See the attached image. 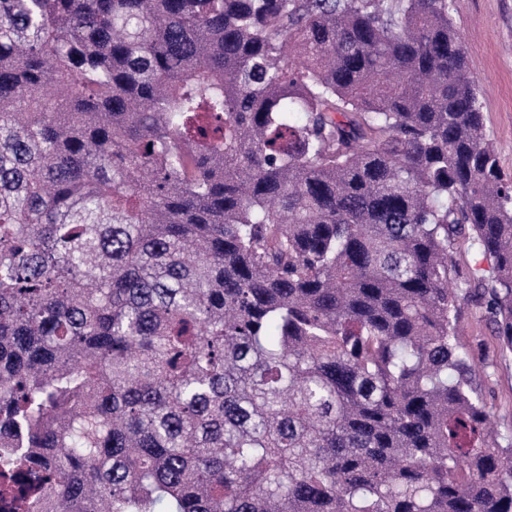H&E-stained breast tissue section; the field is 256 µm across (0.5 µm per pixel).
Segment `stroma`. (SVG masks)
<instances>
[{"instance_id":"1","label":"stroma","mask_w":512,"mask_h":512,"mask_svg":"<svg viewBox=\"0 0 512 512\" xmlns=\"http://www.w3.org/2000/svg\"><path fill=\"white\" fill-rule=\"evenodd\" d=\"M450 16L469 51L486 129L512 175V0H450ZM460 343L475 357L473 381L493 412L499 443L512 439V351L503 348L484 306L461 305Z\"/></svg>"}]
</instances>
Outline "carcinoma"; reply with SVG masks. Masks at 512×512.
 Here are the masks:
<instances>
[{"mask_svg":"<svg viewBox=\"0 0 512 512\" xmlns=\"http://www.w3.org/2000/svg\"><path fill=\"white\" fill-rule=\"evenodd\" d=\"M483 299L512 350V176L448 0H0L27 512H512ZM455 269L460 275H467L477 268L489 269L488 263L478 254L468 239L460 238L456 241L452 250ZM461 317L459 341L479 365L473 385L492 408L496 438L505 446L512 439V351L501 346L484 305L462 302Z\"/></svg>","mask_w":512,"mask_h":512,"instance_id":"1","label":"carcinoma"}]
</instances>
